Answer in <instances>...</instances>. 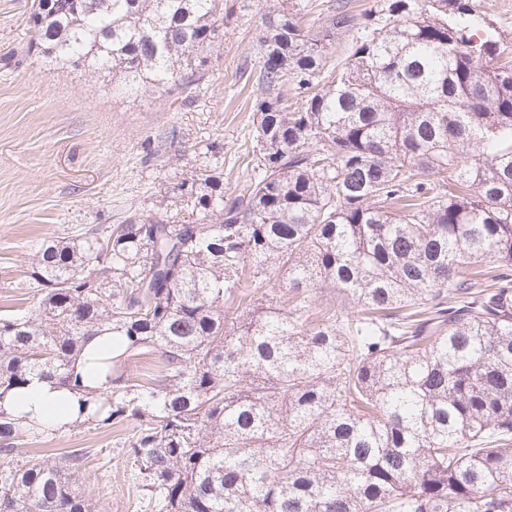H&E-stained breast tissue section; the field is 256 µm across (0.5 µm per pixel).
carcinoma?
I'll return each instance as SVG.
<instances>
[{"label": "carcinoma", "mask_w": 512, "mask_h": 512, "mask_svg": "<svg viewBox=\"0 0 512 512\" xmlns=\"http://www.w3.org/2000/svg\"><path fill=\"white\" fill-rule=\"evenodd\" d=\"M220 2L33 0L30 48L182 108L206 84ZM303 11L278 0L261 17L239 193L201 169L174 187L191 219L95 224L33 254L36 302L0 316V512H90L73 485L85 454L18 457L40 432L4 402L35 376L80 393L92 413L75 426L138 423L128 457L152 512H512L500 35L477 0ZM104 331L122 352L87 389L74 365Z\"/></svg>", "instance_id": "carcinoma-1"}]
</instances>
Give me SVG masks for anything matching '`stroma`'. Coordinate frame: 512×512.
<instances>
[{"label":"stroma","instance_id":"obj_1","mask_svg":"<svg viewBox=\"0 0 512 512\" xmlns=\"http://www.w3.org/2000/svg\"><path fill=\"white\" fill-rule=\"evenodd\" d=\"M33 0H0V314L29 309L28 270L44 243L92 224L157 213L162 196L192 171L215 167L226 194L243 188L253 140L256 43L270 0H223L222 36L208 85L179 109L151 94L113 98L80 69L49 71L28 53ZM133 424L101 432L68 427L43 447L87 455L76 482L93 512H146L127 461Z\"/></svg>","mask_w":512,"mask_h":512}]
</instances>
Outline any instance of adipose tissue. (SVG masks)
Instances as JSON below:
<instances>
[{
    "label": "adipose tissue",
    "instance_id": "1",
    "mask_svg": "<svg viewBox=\"0 0 512 512\" xmlns=\"http://www.w3.org/2000/svg\"><path fill=\"white\" fill-rule=\"evenodd\" d=\"M72 391L53 381L35 378L20 393L7 400L10 411L20 418L36 421L44 428L59 429L77 417Z\"/></svg>",
    "mask_w": 512,
    "mask_h": 512
}]
</instances>
